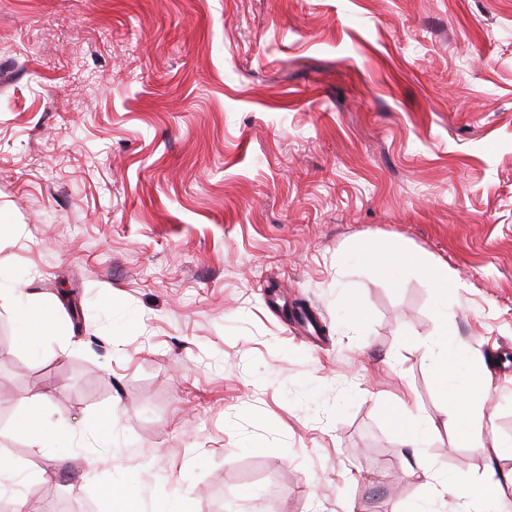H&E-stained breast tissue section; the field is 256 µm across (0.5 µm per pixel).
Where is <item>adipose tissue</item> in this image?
<instances>
[{"instance_id":"1","label":"adipose tissue","mask_w":512,"mask_h":512,"mask_svg":"<svg viewBox=\"0 0 512 512\" xmlns=\"http://www.w3.org/2000/svg\"><path fill=\"white\" fill-rule=\"evenodd\" d=\"M420 345L446 398L444 426L465 423L469 441L487 449L490 462L478 485L446 482L439 485L436 494L450 498L452 512H494L498 499L512 494V473L504 474L494 467L505 448L492 435L493 414L487 406L484 357L476 351L461 355L455 333L448 326L438 336L421 340Z\"/></svg>"}]
</instances>
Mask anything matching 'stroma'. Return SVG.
<instances>
[{"mask_svg":"<svg viewBox=\"0 0 512 512\" xmlns=\"http://www.w3.org/2000/svg\"><path fill=\"white\" fill-rule=\"evenodd\" d=\"M423 259L512 442V0H0V512H448ZM400 417L404 426L403 443L408 445L410 448L419 447L418 445L422 441L424 433L428 431L430 426H433L434 423L432 422V424L421 428L415 414L410 409H408L404 403ZM16 429L19 433L26 435L33 445L43 444L42 422L35 408H30L17 422Z\"/></svg>","mask_w":512,"mask_h":512,"instance_id":"35a3bbf8","label":"stroma"}]
</instances>
